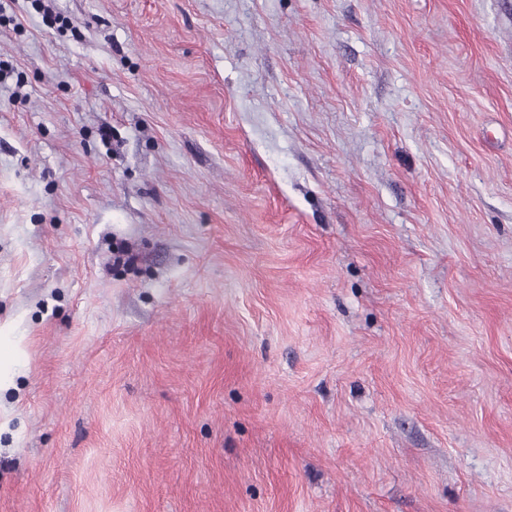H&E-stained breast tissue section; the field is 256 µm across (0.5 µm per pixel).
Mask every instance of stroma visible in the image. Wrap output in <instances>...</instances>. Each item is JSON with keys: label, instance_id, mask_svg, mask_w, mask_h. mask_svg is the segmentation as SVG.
I'll list each match as a JSON object with an SVG mask.
<instances>
[{"label": "stroma", "instance_id": "obj_1", "mask_svg": "<svg viewBox=\"0 0 512 512\" xmlns=\"http://www.w3.org/2000/svg\"><path fill=\"white\" fill-rule=\"evenodd\" d=\"M0 512H512V0H0Z\"/></svg>", "mask_w": 512, "mask_h": 512}]
</instances>
